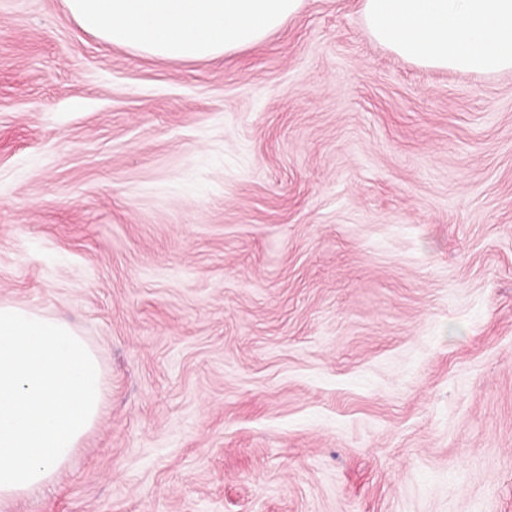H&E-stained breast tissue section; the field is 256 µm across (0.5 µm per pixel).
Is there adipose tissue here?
I'll return each mask as SVG.
<instances>
[{
	"label": "adipose tissue",
	"mask_w": 512,
	"mask_h": 512,
	"mask_svg": "<svg viewBox=\"0 0 512 512\" xmlns=\"http://www.w3.org/2000/svg\"><path fill=\"white\" fill-rule=\"evenodd\" d=\"M369 35L420 66L512 70V0H363Z\"/></svg>",
	"instance_id": "adipose-tissue-1"
}]
</instances>
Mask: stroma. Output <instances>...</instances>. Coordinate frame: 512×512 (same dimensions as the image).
Masks as SVG:
<instances>
[{
  "label": "stroma",
  "instance_id": "stroma-1",
  "mask_svg": "<svg viewBox=\"0 0 512 512\" xmlns=\"http://www.w3.org/2000/svg\"><path fill=\"white\" fill-rule=\"evenodd\" d=\"M0 300L106 384L9 512H512V71L361 0L204 61L0 0Z\"/></svg>",
  "mask_w": 512,
  "mask_h": 512
}]
</instances>
